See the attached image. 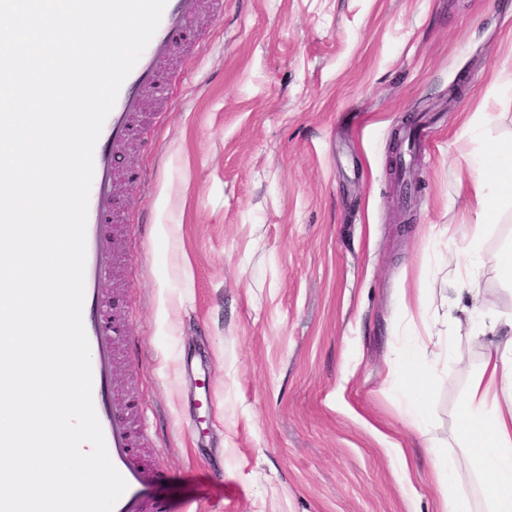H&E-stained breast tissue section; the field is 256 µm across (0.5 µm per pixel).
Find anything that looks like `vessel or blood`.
<instances>
[{"label":"vessel or blood","mask_w":512,"mask_h":512,"mask_svg":"<svg viewBox=\"0 0 512 512\" xmlns=\"http://www.w3.org/2000/svg\"><path fill=\"white\" fill-rule=\"evenodd\" d=\"M198 8L199 0H167L153 38L120 88L94 152L86 226L83 323L89 344L94 408L110 460L127 483L113 512H173L171 506L150 493L153 483L164 480L167 472L141 459L134 432V408L112 400V369L119 341L110 300L101 283L112 276L117 255L116 231L122 220L114 205L117 174L113 158L135 141L145 97L155 89L163 67L178 46L187 41Z\"/></svg>","instance_id":"1"}]
</instances>
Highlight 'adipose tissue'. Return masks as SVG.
<instances>
[{"mask_svg":"<svg viewBox=\"0 0 512 512\" xmlns=\"http://www.w3.org/2000/svg\"><path fill=\"white\" fill-rule=\"evenodd\" d=\"M471 185L478 221L464 249L465 261L457 269V283L472 279L479 263L487 221L496 210L512 206V141L492 145L471 165ZM481 294H474L462 313L478 321L483 336L480 368L469 378L460 407L457 438L464 448L459 458L437 454L434 478L445 489L436 512H468L460 491L472 474H486L483 494L491 512H512V316L495 315ZM433 345L431 358L423 347ZM454 349L452 334L434 333L428 322L408 319L398 339L394 358L388 361L384 382L395 387L413 425L423 422L421 396L437 362L448 360Z\"/></svg>","mask_w":512,"mask_h":512,"instance_id":"adipose-tissue-1","label":"adipose tissue"}]
</instances>
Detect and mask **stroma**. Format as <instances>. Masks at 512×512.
Wrapping results in <instances>:
<instances>
[{
	"instance_id": "35a3bbf8",
	"label": "stroma",
	"mask_w": 512,
	"mask_h": 512,
	"mask_svg": "<svg viewBox=\"0 0 512 512\" xmlns=\"http://www.w3.org/2000/svg\"><path fill=\"white\" fill-rule=\"evenodd\" d=\"M149 122L117 165L121 258L105 288L124 344L115 397L146 420L142 451L186 512H434L429 444L454 439L482 339L469 328L410 426L382 382L405 312L446 327L463 257L436 241L476 221L467 162L512 138V0H201ZM495 121L479 136L466 116ZM430 137L401 223L395 131ZM490 222L475 285L512 312ZM414 298L404 308L402 292Z\"/></svg>"
}]
</instances>
